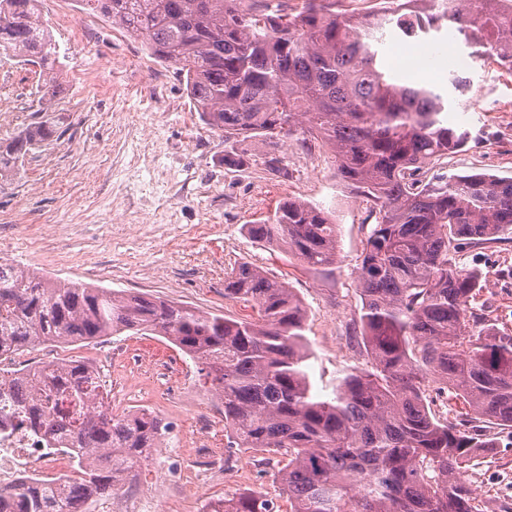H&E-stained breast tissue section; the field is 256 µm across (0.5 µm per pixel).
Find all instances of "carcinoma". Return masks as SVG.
<instances>
[{
	"mask_svg": "<svg viewBox=\"0 0 512 512\" xmlns=\"http://www.w3.org/2000/svg\"><path fill=\"white\" fill-rule=\"evenodd\" d=\"M246 0H80L119 23L162 62L177 66L204 124L236 140L298 135L328 146L336 170L369 203L375 227L357 267L359 344L365 367L338 379L332 397L313 392L307 312L286 282L242 261L224 276V298L255 316L231 318L144 294L39 276L0 259V351L84 341L126 331L162 336L203 365L224 406L231 443L283 456L277 471L288 512H482L461 477L512 430V334L471 307L482 273L461 268L462 241L477 245L512 232V178L487 174L424 181V165L457 150L465 133L448 126V97L429 83L397 80L371 42L382 21L330 12L303 0L293 14L243 7ZM426 34L455 28L512 74V37L500 0H426ZM0 51L38 65L42 99L60 88L63 63L41 17L40 0H0ZM27 126L0 146V179L16 174L29 149L56 133L55 121ZM255 242L277 247L309 270L331 274L336 225L297 200L246 225ZM12 380L26 423L46 437L60 416L74 430L80 480L60 476L46 491L22 492L21 512H83L121 488L166 427L147 410H100L103 385L78 361ZM460 408L441 419L433 396ZM210 512H281L246 490L209 502Z\"/></svg>",
	"mask_w": 512,
	"mask_h": 512,
	"instance_id": "1",
	"label": "carcinoma"
}]
</instances>
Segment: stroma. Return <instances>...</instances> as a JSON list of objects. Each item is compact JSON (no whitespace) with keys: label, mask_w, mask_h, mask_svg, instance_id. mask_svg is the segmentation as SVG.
<instances>
[{"label":"stroma","mask_w":512,"mask_h":512,"mask_svg":"<svg viewBox=\"0 0 512 512\" xmlns=\"http://www.w3.org/2000/svg\"><path fill=\"white\" fill-rule=\"evenodd\" d=\"M41 15L63 64L51 102L57 132L32 149L16 175L0 181V257L52 279L233 317L250 309L225 299L224 274L235 262H253L284 278L302 299L310 381L316 393L332 396L344 372L365 363L354 339L361 306L355 269L372 225L365 202L337 174L333 152L281 136L225 141L204 125L175 66L154 58L119 24L81 11L76 0H42ZM383 33L377 49L395 77L430 82L447 94L448 124L467 135L422 175L512 178V75L474 56L451 30L421 36L431 67L409 71L397 61L405 43L396 27L386 25ZM40 97L38 67L0 54V143L32 123ZM289 199L323 209L335 223L333 273L315 274L246 235L245 225ZM457 261L483 275L477 308L512 330V240L463 247ZM98 344L112 355L103 376L113 415L145 409L174 424L162 446L178 449L185 480L194 478L196 434L224 451L223 472L189 492L144 458L131 483L113 494L112 512H131L143 495L160 496L165 512H199L200 500L244 490L279 497L278 456L228 447L223 414L197 405L209 391L195 360L163 337L131 331ZM468 480L490 507L512 501V448L481 458Z\"/></svg>","instance_id":"35a3bbf8"}]
</instances>
